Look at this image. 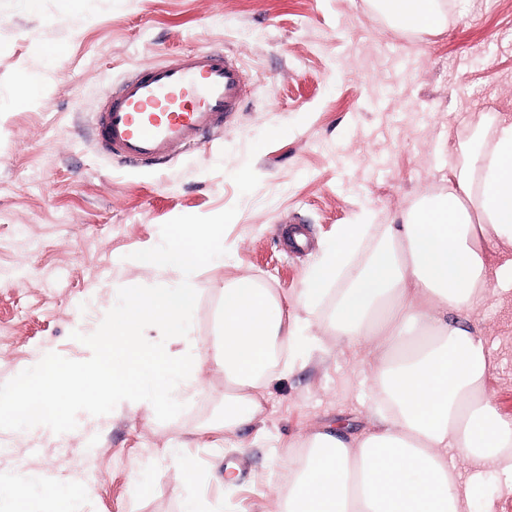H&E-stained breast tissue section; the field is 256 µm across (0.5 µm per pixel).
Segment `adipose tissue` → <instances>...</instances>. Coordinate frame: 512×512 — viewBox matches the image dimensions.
<instances>
[{
	"mask_svg": "<svg viewBox=\"0 0 512 512\" xmlns=\"http://www.w3.org/2000/svg\"><path fill=\"white\" fill-rule=\"evenodd\" d=\"M412 31L437 29L436 0H388ZM448 185L395 217L384 245L351 263L365 225L343 224L325 246L308 292L321 297L340 277L336 305L309 344L331 339L355 349L375 390L370 426L359 434L319 428L296 441L287 488H273L275 512H465L488 473L512 474V420L489 393L492 350L475 316L491 290L512 292V115L484 114L454 148ZM226 254L220 224H175L141 266L174 271L178 282L127 288L85 340L73 366L45 351L32 375L0 397V425L32 417L60 425L84 402L135 413L188 399L212 370L224 373V429L254 423L276 343L303 329L280 296L245 274L220 290L221 329L182 367L142 340L147 323L187 341V315L200 294L191 281Z\"/></svg>",
	"mask_w": 512,
	"mask_h": 512,
	"instance_id": "ef3b65f1",
	"label": "adipose tissue"
}]
</instances>
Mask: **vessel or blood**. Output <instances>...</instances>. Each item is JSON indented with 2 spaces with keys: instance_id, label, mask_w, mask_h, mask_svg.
<instances>
[{
  "instance_id": "vessel-or-blood-1",
  "label": "vessel or blood",
  "mask_w": 512,
  "mask_h": 512,
  "mask_svg": "<svg viewBox=\"0 0 512 512\" xmlns=\"http://www.w3.org/2000/svg\"><path fill=\"white\" fill-rule=\"evenodd\" d=\"M244 87L237 59L218 49L144 65L113 84L92 128L97 149L137 168L170 162L180 147L205 142L240 112Z\"/></svg>"
}]
</instances>
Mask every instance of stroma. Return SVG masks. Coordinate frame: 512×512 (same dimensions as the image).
Returning <instances> with one entry per match:
<instances>
[{"instance_id":"stroma-1","label":"stroma","mask_w":512,"mask_h":512,"mask_svg":"<svg viewBox=\"0 0 512 512\" xmlns=\"http://www.w3.org/2000/svg\"><path fill=\"white\" fill-rule=\"evenodd\" d=\"M439 3L443 30L409 32L374 0H0V394L44 350L80 363L82 336L128 284L176 281L138 262L173 224L222 221L236 249L198 271L194 346L151 324L148 347L180 363L209 347L220 290L244 273L289 313L329 318L335 293L305 290L339 225H371L356 255L365 261L426 185H447L451 150L480 116L512 113V0ZM206 48L241 61V112L156 170L96 149L90 126L112 82ZM479 319L496 358L495 404L512 420V298L490 295ZM286 353L294 370L272 375L256 422L233 434L220 371L156 413L92 403L57 432L0 428V512H16L23 469L54 491L31 494L27 512H55L79 475L81 512H183L188 499L206 512H269L270 488L294 466L292 442L313 427L359 431L375 398L347 350Z\"/></svg>"}]
</instances>
